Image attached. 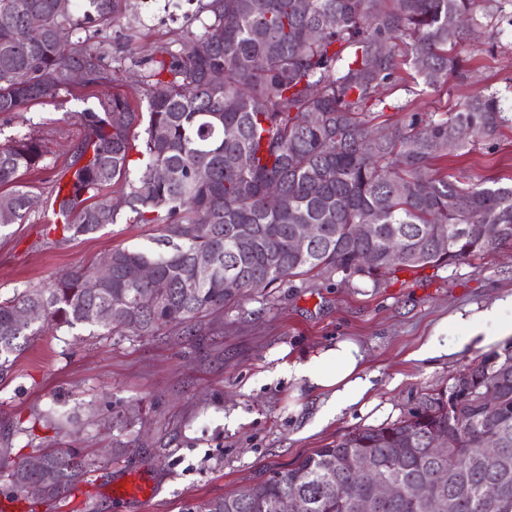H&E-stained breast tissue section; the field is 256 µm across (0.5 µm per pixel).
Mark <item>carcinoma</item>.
<instances>
[{
  "label": "carcinoma",
  "instance_id": "cac0c4a2",
  "mask_svg": "<svg viewBox=\"0 0 512 512\" xmlns=\"http://www.w3.org/2000/svg\"><path fill=\"white\" fill-rule=\"evenodd\" d=\"M483 16L512 26V0H207L204 32L174 50L152 54L140 75L146 111L120 93L102 111L79 113L83 136L72 145L70 180L56 186L54 223L74 238L116 223L119 210L105 190L121 185L125 207L143 224H160L156 252L116 248L112 268L99 276L79 268L40 288H24L0 301V381L37 336L50 328L95 326L108 334L149 336L164 327L190 328L246 291L313 274L374 283L400 270L456 265L512 244V184L484 180L460 187L432 162L463 150L469 139L491 136L512 122L495 93L476 92L444 118L414 113L392 139L367 120L384 102L380 93L414 72L421 91H435L462 72L458 44ZM56 0H0V112L56 97L70 73L87 71L88 85L117 81L89 38L60 40L55 31L88 29L122 13V0H88L77 13H60ZM317 28L320 37L307 39ZM39 30L34 41L29 33ZM144 128L138 167L130 175L132 131ZM44 152L31 137L0 146V228L23 220L32 196L21 176L39 168ZM205 170L204 180L195 173ZM164 170L159 180L155 172ZM279 203L267 207L270 184ZM376 224L370 239L354 226ZM297 224L318 234L303 255L291 249ZM468 224L485 225L480 237L463 236ZM394 256H386L389 247ZM375 255L365 267L364 253ZM212 265L207 281L196 261ZM153 277L133 282L132 267ZM237 282L224 287L226 274ZM41 312L24 327L15 314ZM448 434V447L432 449ZM501 441V461L479 460L483 440ZM364 455L405 486L440 483L445 504L400 497L380 512H471L479 497L487 512H512V350L470 364L444 391L408 415L374 428H358L334 445L315 448L289 467L235 493L213 497L189 512H357L372 498L365 480L344 462ZM401 465L390 469V461ZM36 471L26 458L5 459L0 470L12 486L41 482L46 500L66 497L87 473L76 451H45ZM455 508L448 509L446 501Z\"/></svg>",
  "mask_w": 512,
  "mask_h": 512
}]
</instances>
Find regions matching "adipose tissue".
<instances>
[{
  "label": "adipose tissue",
  "instance_id": "adipose-tissue-1",
  "mask_svg": "<svg viewBox=\"0 0 512 512\" xmlns=\"http://www.w3.org/2000/svg\"><path fill=\"white\" fill-rule=\"evenodd\" d=\"M289 375L309 387L329 391L322 411L323 420L341 415L349 406L362 401L372 390V375L366 370L365 351L353 340L338 341L303 361L288 362Z\"/></svg>",
  "mask_w": 512,
  "mask_h": 512
}]
</instances>
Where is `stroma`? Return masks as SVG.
I'll list each match as a JSON object with an SVG mask.
<instances>
[{
	"mask_svg": "<svg viewBox=\"0 0 512 512\" xmlns=\"http://www.w3.org/2000/svg\"><path fill=\"white\" fill-rule=\"evenodd\" d=\"M126 0L119 20L101 24L92 42L105 63L120 70L106 86L71 87L53 99L0 113V145L23 136L39 140L42 168L25 174L31 213L0 229V300L43 287L58 274L98 265L116 248L154 250L158 224L134 223L122 210L116 223L67 239L51 224L53 188L65 150L80 133L77 114L99 109L119 92L136 95L129 71L137 58L179 46L202 33L204 0ZM459 77L434 92L405 87L385 92L372 123L395 127L410 120L399 104L422 117L457 110L474 90L512 103V27L479 28L457 47ZM440 174L463 187L512 179V124L490 138L435 161ZM512 295V245L483 259L439 268L403 270L380 285L340 276L294 278L277 288L238 297L192 330L163 328L153 336L104 335L77 326L36 337L0 383V458L44 448L77 450L88 472L70 503L41 502L36 512H186L189 505L231 493L301 455L359 427L399 419L425 396L446 389L486 348L464 343L451 355L420 360L415 353L435 332L460 339L471 307ZM352 338L366 351L375 386L363 403L319 426L320 392L281 373L280 365ZM135 473L153 484L154 499L113 498L114 484Z\"/></svg>",
	"mask_w": 512,
	"mask_h": 512,
	"instance_id": "stroma-1",
	"label": "stroma"
}]
</instances>
